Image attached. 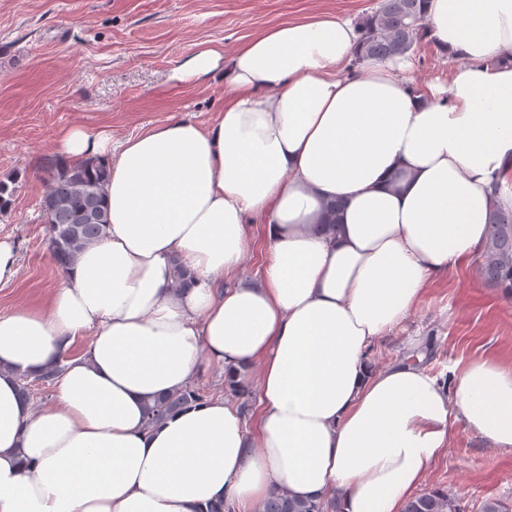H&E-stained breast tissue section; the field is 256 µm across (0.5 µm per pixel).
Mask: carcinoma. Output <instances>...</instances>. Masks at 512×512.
I'll return each mask as SVG.
<instances>
[{
    "label": "carcinoma",
    "mask_w": 512,
    "mask_h": 512,
    "mask_svg": "<svg viewBox=\"0 0 512 512\" xmlns=\"http://www.w3.org/2000/svg\"><path fill=\"white\" fill-rule=\"evenodd\" d=\"M425 0H379L375 11L361 19L363 44L374 57L405 56L426 37ZM48 190L43 200L49 228V255L64 270L91 244L97 242L108 221L105 185L108 174L101 164H65L60 161L46 170ZM484 278L495 284L512 282V208H496L490 221ZM228 396L249 414L250 392L243 383L228 387ZM206 398L200 388H185L158 398L149 409L151 419L174 413ZM332 505L322 501L300 500L281 488L270 491L263 512H329ZM405 512H464L459 500L445 491L432 490L409 500Z\"/></svg>",
    "instance_id": "obj_1"
}]
</instances>
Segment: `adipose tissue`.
<instances>
[{"instance_id": "ef3b65f1", "label": "adipose tissue", "mask_w": 512, "mask_h": 512, "mask_svg": "<svg viewBox=\"0 0 512 512\" xmlns=\"http://www.w3.org/2000/svg\"><path fill=\"white\" fill-rule=\"evenodd\" d=\"M425 20L457 64L425 95L405 58L364 56L352 19L321 14L174 68L180 84L223 72L210 126L60 131L62 160L108 167V224L44 307L0 315V512H258L275 487L403 512L456 420L512 451V367L475 359L450 387L370 357L512 206V0H428ZM59 362L35 413L19 377ZM216 367L257 370L254 423L220 396L149 421Z\"/></svg>"}]
</instances>
